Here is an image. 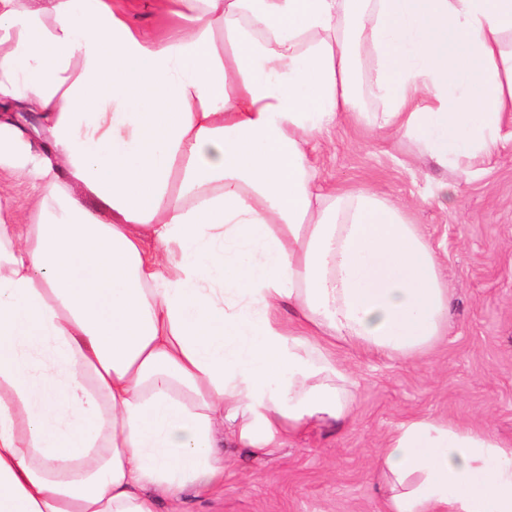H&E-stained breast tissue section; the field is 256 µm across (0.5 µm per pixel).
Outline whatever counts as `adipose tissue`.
I'll return each mask as SVG.
<instances>
[{"instance_id": "obj_1", "label": "adipose tissue", "mask_w": 512, "mask_h": 512, "mask_svg": "<svg viewBox=\"0 0 512 512\" xmlns=\"http://www.w3.org/2000/svg\"><path fill=\"white\" fill-rule=\"evenodd\" d=\"M127 4L0 0V101L50 134L36 223L0 224V512H155L223 482L216 424L269 454L347 420L337 348L416 359L449 296L309 143L348 115L464 170L512 122V0H161L155 35ZM376 474L387 512H512L486 429L409 419Z\"/></svg>"}]
</instances>
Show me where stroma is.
Here are the masks:
<instances>
[{
  "mask_svg": "<svg viewBox=\"0 0 512 512\" xmlns=\"http://www.w3.org/2000/svg\"><path fill=\"white\" fill-rule=\"evenodd\" d=\"M41 157L36 145L31 168H0V222L34 223ZM310 159L325 186H366L408 206L440 257L448 331L414 362L337 350L358 381L349 421L310 425L268 456L225 433L223 483L158 497L157 512H385L375 461L401 423L430 416L512 438V139L466 174L420 159L403 135L342 122L313 142Z\"/></svg>",
  "mask_w": 512,
  "mask_h": 512,
  "instance_id": "stroma-1",
  "label": "stroma"
}]
</instances>
